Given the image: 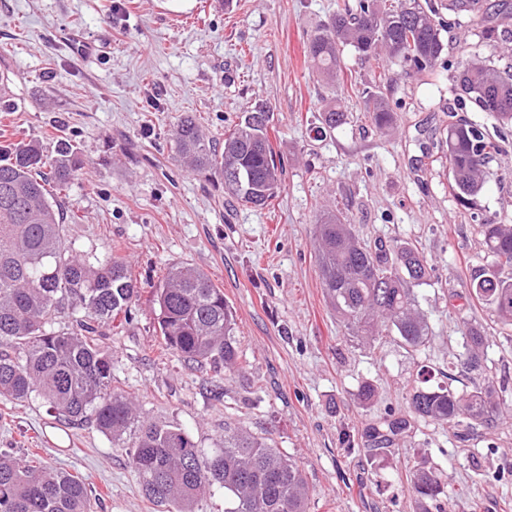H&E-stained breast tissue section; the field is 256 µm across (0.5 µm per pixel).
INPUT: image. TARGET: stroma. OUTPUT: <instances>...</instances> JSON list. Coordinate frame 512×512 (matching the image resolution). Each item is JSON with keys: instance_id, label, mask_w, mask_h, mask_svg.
I'll use <instances>...</instances> for the list:
<instances>
[{"instance_id": "stroma-1", "label": "stroma", "mask_w": 512, "mask_h": 512, "mask_svg": "<svg viewBox=\"0 0 512 512\" xmlns=\"http://www.w3.org/2000/svg\"><path fill=\"white\" fill-rule=\"evenodd\" d=\"M337 0H0V146L39 141L53 156L69 140L80 160L65 198L67 239L82 254L114 250L140 289L106 344L118 386L154 420L189 431L210 452L225 427L270 437L304 470L309 512H417L407 477L429 460L448 485L447 512H512V327L473 300L470 283L489 262L481 226L512 224V125L460 97L456 64L479 55L512 70V8L477 0L450 15L448 0H419L452 17L442 33L447 65L405 74L345 47L335 84L304 57L307 39ZM497 27L496 40L480 37ZM79 30L105 52L74 55ZM387 99L388 131L363 111L360 89ZM349 115L317 130L325 105ZM268 112L283 161L278 196L263 209L230 199L220 176L191 172L171 149L183 114L223 137L256 108ZM498 141L488 181L471 207L457 206L441 149L452 117ZM333 211L360 243L407 242L431 271L417 287L429 335L412 349L398 337L366 343L328 306L315 255V224ZM203 269L236 312L244 362L214 399L203 374L164 351L152 294L168 268ZM489 338L488 365L502 417L491 428H448L411 416L408 390L420 374L462 391L477 383L455 359L467 326ZM377 396L360 405L358 390ZM409 418L393 445L367 435L387 415ZM39 453L79 473L97 512H156L143 500L129 451L93 426L66 428L39 400L0 398V451Z\"/></svg>"}]
</instances>
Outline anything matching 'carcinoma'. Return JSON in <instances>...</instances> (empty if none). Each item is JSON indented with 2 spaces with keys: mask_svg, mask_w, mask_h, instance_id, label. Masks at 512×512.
I'll list each match as a JSON object with an SVG mask.
<instances>
[{
  "mask_svg": "<svg viewBox=\"0 0 512 512\" xmlns=\"http://www.w3.org/2000/svg\"><path fill=\"white\" fill-rule=\"evenodd\" d=\"M446 24L433 19L417 0H358L337 5L330 21L307 40L305 56L326 81L336 82L340 47L352 46L365 59L385 52L389 66L422 73L439 65ZM457 87L483 112L497 98L499 118L512 123V73L472 58L458 62ZM364 109L376 128L392 127L389 101L363 91ZM346 123L336 106L322 109L323 132ZM172 142L176 155L198 174L211 172L224 189L255 208H264L281 189L282 164L271 147L265 109L260 107L217 142L193 118L178 120ZM451 190L466 208L486 183L484 168L500 145L471 122L457 120L445 137ZM48 166L56 192L37 169ZM72 146L44 156L35 141L9 147L0 159V397L26 402L39 398L67 425L92 424L122 448L138 475L142 497L164 512H196L214 487L224 489V512H308L304 473L271 439L224 429V440L209 453L199 450L183 428L142 415L129 394L114 386L112 353L100 343L101 328L128 311L139 290L126 261L110 251L90 261L67 244L59 193L79 168ZM317 264L325 299L351 333L367 342L394 334L411 348L421 346L429 326L417 308L414 288L428 276L427 261L412 245L372 250L358 243L352 227L333 213L316 225ZM490 267L471 284L474 298L493 307L512 325V225H482ZM161 340L172 356L221 374L241 367L234 336L235 311L210 277L192 265L171 266L155 289ZM75 322L54 331L59 317ZM487 337L468 329L462 364L486 376ZM411 412L440 425L492 426L500 402L491 385L469 392L412 384ZM407 422L386 418L374 429L378 446L401 434ZM420 512L446 492L439 474L424 461L410 475ZM96 501L85 480L57 471L36 454H0V512H94Z\"/></svg>",
  "mask_w": 512,
  "mask_h": 512,
  "instance_id": "carcinoma-1",
  "label": "carcinoma"
}]
</instances>
